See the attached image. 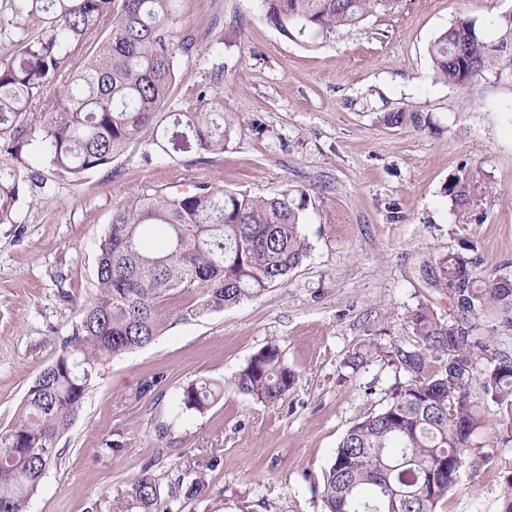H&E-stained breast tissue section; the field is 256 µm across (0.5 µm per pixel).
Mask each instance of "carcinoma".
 Returning a JSON list of instances; mask_svg holds the SVG:
<instances>
[{"instance_id": "1", "label": "carcinoma", "mask_w": 512, "mask_h": 512, "mask_svg": "<svg viewBox=\"0 0 512 512\" xmlns=\"http://www.w3.org/2000/svg\"><path fill=\"white\" fill-rule=\"evenodd\" d=\"M268 20L285 34L324 35L374 14L395 12L401 0H260ZM176 0H0V224L14 223L20 185L36 183L24 148L39 141L56 174L78 178L112 163L169 99L182 57L197 55L195 36L173 27ZM485 22L461 15L430 44L434 76L466 88L477 79L512 76V58L492 47L512 42V17ZM93 53L75 66V51ZM213 84L163 130L165 152L224 151L241 131L224 117ZM41 113L34 132L29 113ZM410 106L386 112L391 127L421 126ZM455 205L468 204L471 180L448 184ZM303 197L286 185L268 197L197 187L191 194L145 197L112 211L100 244L97 293L82 309L72 336L53 363L32 381L12 423L0 429V512H27L57 444L96 385L110 356L151 344L166 329L172 302L188 299L182 316H200L253 300L282 284L308 255L302 233ZM434 282L448 288L456 313L443 322L421 306L410 316L412 336L391 345L403 372L389 400L359 418L338 443L323 476V512H439L463 476L498 457V446L474 442L495 407L493 439L512 442V355L476 336L479 321L495 317L512 327V279L480 278L475 261L451 251L436 261ZM296 374L270 343L235 373L231 384L253 400L274 405ZM224 393L220 383L183 389L181 410H207ZM204 488L202 476L184 473L161 498L145 468L132 495L142 512H175L181 497Z\"/></svg>"}]
</instances>
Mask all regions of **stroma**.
I'll return each instance as SVG.
<instances>
[{
	"instance_id": "35a3bbf8",
	"label": "stroma",
	"mask_w": 512,
	"mask_h": 512,
	"mask_svg": "<svg viewBox=\"0 0 512 512\" xmlns=\"http://www.w3.org/2000/svg\"><path fill=\"white\" fill-rule=\"evenodd\" d=\"M176 10V31L205 50L180 61L171 107L186 108L223 64L224 114L242 131L218 154L166 153L161 113L75 181L29 146L44 185L26 186L14 223L0 224V429L95 293L117 206L202 184L256 196L286 184L304 194L309 254L285 285L199 317L173 312L155 342L105 361L28 512H92L100 501L103 512H140L131 482L146 466L165 487L202 472L203 500H183L180 512H322L338 443L399 377L381 354L356 370L347 360L370 342L408 340L420 306L442 319L454 311L433 282L439 255L470 246L478 275L512 277V82L448 85L428 52L460 14L490 20L512 0H403L318 38L286 37L258 0H177ZM406 105L422 110L421 126L383 124L381 113ZM458 175L473 183L464 207L448 195ZM269 343L297 374L273 406L229 384ZM200 380L223 384L222 397L204 413L179 412L182 389ZM107 438L122 448L105 454ZM511 473L512 444L439 512H495Z\"/></svg>"
}]
</instances>
